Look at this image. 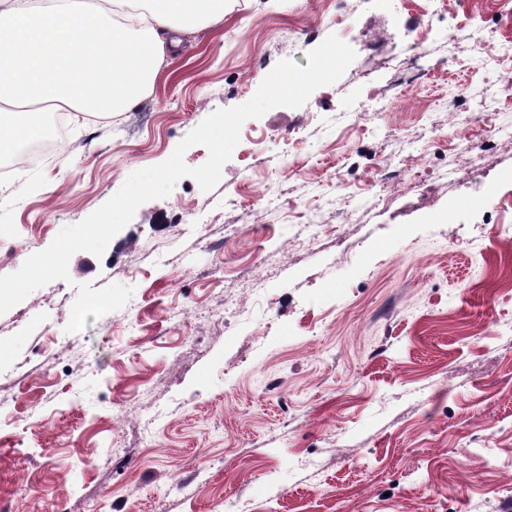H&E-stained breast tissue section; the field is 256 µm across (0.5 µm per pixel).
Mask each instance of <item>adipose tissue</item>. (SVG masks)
Returning a JSON list of instances; mask_svg holds the SVG:
<instances>
[{
  "instance_id": "1",
  "label": "adipose tissue",
  "mask_w": 512,
  "mask_h": 512,
  "mask_svg": "<svg viewBox=\"0 0 512 512\" xmlns=\"http://www.w3.org/2000/svg\"><path fill=\"white\" fill-rule=\"evenodd\" d=\"M98 0H0V128L22 129L26 105L127 112L152 85L180 34L224 15V0H148L116 24Z\"/></svg>"
}]
</instances>
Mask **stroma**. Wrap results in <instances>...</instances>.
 <instances>
[{
	"label": "stroma",
	"instance_id": "obj_1",
	"mask_svg": "<svg viewBox=\"0 0 512 512\" xmlns=\"http://www.w3.org/2000/svg\"><path fill=\"white\" fill-rule=\"evenodd\" d=\"M425 6L225 0L138 105L73 112L56 152L0 184L8 275L279 61L307 66L331 35L356 53L304 105L247 120L214 190L181 178L0 315V512H225L230 496L244 512H512V139L457 149L432 105L454 82L494 85L499 0L436 29L425 48L448 66L401 107L361 109L365 82L416 49ZM410 140L456 177L360 207L366 184L409 177ZM273 167L270 225L251 190ZM312 221L326 233L290 246ZM80 283L132 294L70 333Z\"/></svg>",
	"mask_w": 512,
	"mask_h": 512
}]
</instances>
